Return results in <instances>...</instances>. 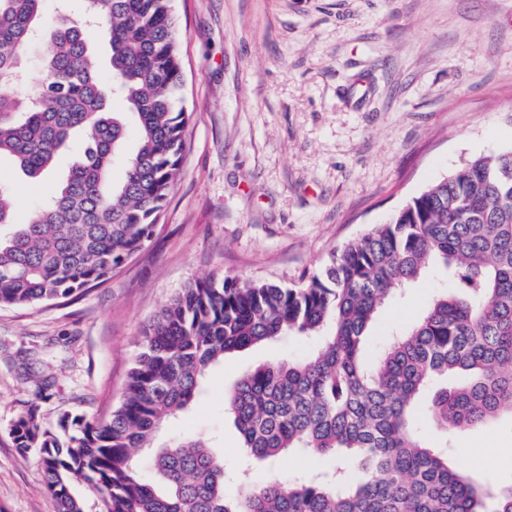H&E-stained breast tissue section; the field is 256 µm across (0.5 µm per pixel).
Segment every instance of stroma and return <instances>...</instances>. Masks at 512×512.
<instances>
[{"label": "stroma", "mask_w": 512, "mask_h": 512, "mask_svg": "<svg viewBox=\"0 0 512 512\" xmlns=\"http://www.w3.org/2000/svg\"><path fill=\"white\" fill-rule=\"evenodd\" d=\"M191 114L181 172L152 237L106 284L33 308H0V512H56L37 452L10 428L27 412L106 418L149 318L189 282L233 273L300 285L331 252L471 158L512 147V0H175ZM19 219L48 192L10 160ZM433 268L383 307L365 344L451 287ZM248 349L212 367L159 446L211 435L227 471L240 435L224 410L238 377L307 355ZM452 463L512 478V417L454 438Z\"/></svg>", "instance_id": "1"}]
</instances>
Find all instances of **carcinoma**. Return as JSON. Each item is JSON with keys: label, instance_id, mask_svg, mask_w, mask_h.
<instances>
[{"label": "carcinoma", "instance_id": "carcinoma-1", "mask_svg": "<svg viewBox=\"0 0 512 512\" xmlns=\"http://www.w3.org/2000/svg\"><path fill=\"white\" fill-rule=\"evenodd\" d=\"M45 0H0V159L28 177L55 167L74 134L78 159L23 224L0 182V307L39 306L112 278L151 238L183 162L190 120L174 0H79L56 17L25 81L23 53ZM110 46L101 75L87 28ZM120 101L125 112L109 103ZM136 118L137 147L111 182ZM437 265L457 283L392 334L375 363L364 336L381 308L405 298ZM290 338L312 344L241 376L226 398L251 463L290 453L309 475L263 483L243 473L226 491L224 455L203 437L154 446L156 433L199 396L206 372L251 347ZM512 416V149L468 160L388 222L346 243L306 283L287 287L226 273L181 289L146 326L122 401L101 422L33 413L10 434L36 448L57 512H512V479L480 482L429 443L433 424L460 433ZM153 449L162 484L141 474Z\"/></svg>", "mask_w": 512, "mask_h": 512}]
</instances>
